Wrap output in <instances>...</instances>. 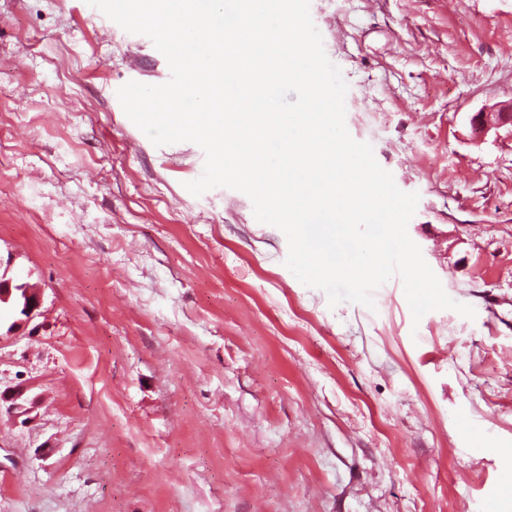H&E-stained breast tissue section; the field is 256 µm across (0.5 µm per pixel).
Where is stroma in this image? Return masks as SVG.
Listing matches in <instances>:
<instances>
[{"instance_id":"stroma-1","label":"stroma","mask_w":512,"mask_h":512,"mask_svg":"<svg viewBox=\"0 0 512 512\" xmlns=\"http://www.w3.org/2000/svg\"><path fill=\"white\" fill-rule=\"evenodd\" d=\"M345 123L420 196L399 278L329 307L250 198L185 188L118 89L171 73L86 0H0V262L42 291L0 329V512H512V0H311ZM471 126L483 136L498 133V130L510 126L512 129V99L487 107L470 118Z\"/></svg>"}]
</instances>
